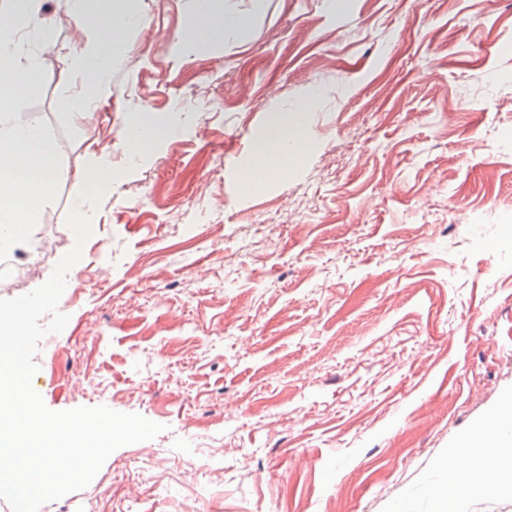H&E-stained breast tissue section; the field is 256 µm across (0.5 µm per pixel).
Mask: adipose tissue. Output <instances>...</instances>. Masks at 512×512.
Here are the masks:
<instances>
[{
	"instance_id": "adipose-tissue-1",
	"label": "adipose tissue",
	"mask_w": 512,
	"mask_h": 512,
	"mask_svg": "<svg viewBox=\"0 0 512 512\" xmlns=\"http://www.w3.org/2000/svg\"><path fill=\"white\" fill-rule=\"evenodd\" d=\"M34 0H7L0 6V255L25 244L34 219V207L66 172L57 162L47 133L22 119L24 98L37 93L40 75L33 65L23 64L17 35L32 21ZM133 0H99L97 19L85 29L90 53L82 65L83 82L104 90L112 62L119 53L124 32L136 24ZM250 20L243 14L226 12L222 0H206L201 14L187 30L188 40L210 42L226 32L242 31ZM310 101L271 113L257 135L256 158L250 174L266 181L297 164L307 150L304 126ZM512 409L500 408L464 435L449 454L450 459L468 458L472 469H493L512 474Z\"/></svg>"
}]
</instances>
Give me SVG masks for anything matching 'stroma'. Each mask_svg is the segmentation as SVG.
<instances>
[{
	"instance_id": "stroma-1",
	"label": "stroma",
	"mask_w": 512,
	"mask_h": 512,
	"mask_svg": "<svg viewBox=\"0 0 512 512\" xmlns=\"http://www.w3.org/2000/svg\"><path fill=\"white\" fill-rule=\"evenodd\" d=\"M64 2L36 4L23 111L62 167L125 174L33 387L165 430L39 512H437L449 448L512 396V0H224L252 24L212 43L184 39L200 0H136L82 121ZM311 93L305 155L251 185L268 114ZM79 188L40 201L0 298L73 249ZM472 483L466 512H512ZM157 136L158 131L150 121L140 122L130 128L127 134V143L131 147L130 158L135 160L153 144Z\"/></svg>"
}]
</instances>
